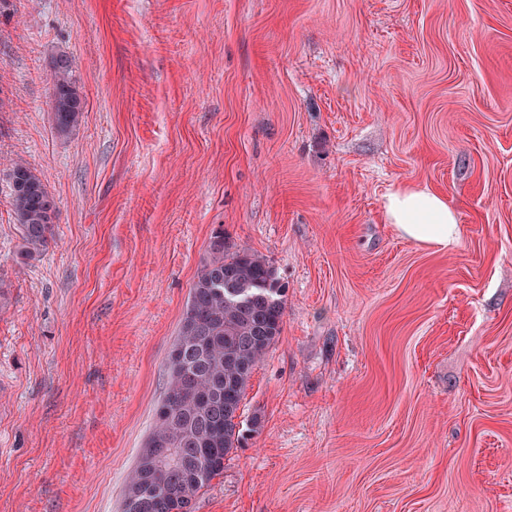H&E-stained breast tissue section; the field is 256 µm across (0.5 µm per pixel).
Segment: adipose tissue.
<instances>
[{
	"mask_svg": "<svg viewBox=\"0 0 512 512\" xmlns=\"http://www.w3.org/2000/svg\"><path fill=\"white\" fill-rule=\"evenodd\" d=\"M382 207L388 223L417 244L441 250L455 249L461 226L447 199L433 190L410 184L389 189Z\"/></svg>",
	"mask_w": 512,
	"mask_h": 512,
	"instance_id": "obj_1",
	"label": "adipose tissue"
}]
</instances>
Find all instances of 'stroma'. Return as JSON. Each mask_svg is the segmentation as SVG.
I'll list each match as a JSON object with an SVG mask.
<instances>
[{
  "label": "stroma",
  "instance_id": "obj_1",
  "mask_svg": "<svg viewBox=\"0 0 512 512\" xmlns=\"http://www.w3.org/2000/svg\"><path fill=\"white\" fill-rule=\"evenodd\" d=\"M403 182L454 250L387 223ZM219 225L284 316L194 512H512V0H0V512H122ZM70 58L61 55L54 59L50 72L53 87L51 108L55 128L59 133H68L81 121L84 104L82 94L73 74ZM9 176L15 219L23 232L20 254L23 258L33 259L48 247L56 207L50 206L53 198L38 175L25 162L14 161ZM382 207L389 224L417 244L442 251L455 249L461 238V225L448 200L433 190L410 184L389 189Z\"/></svg>",
  "mask_w": 512,
  "mask_h": 512
}]
</instances>
